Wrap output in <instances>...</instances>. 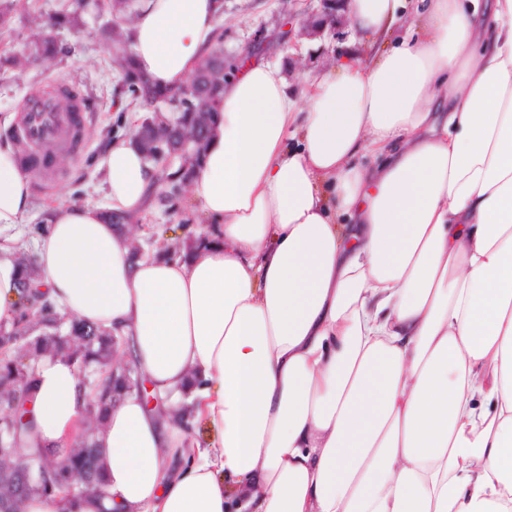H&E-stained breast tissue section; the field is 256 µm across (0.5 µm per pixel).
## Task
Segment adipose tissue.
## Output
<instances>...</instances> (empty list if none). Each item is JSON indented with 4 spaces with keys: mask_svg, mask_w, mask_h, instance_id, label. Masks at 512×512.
<instances>
[{
    "mask_svg": "<svg viewBox=\"0 0 512 512\" xmlns=\"http://www.w3.org/2000/svg\"><path fill=\"white\" fill-rule=\"evenodd\" d=\"M349 0L362 59L298 75L250 58L225 83L189 187L221 234L133 258L116 214L159 178L106 146L107 206L46 207L34 244L55 310L115 336L171 415L105 414L102 492L23 512H512V0ZM222 0H138L132 63L186 86ZM374 158L357 164L360 154ZM31 177L0 141V322L17 314ZM77 364L42 354L23 450L83 433ZM208 431L183 449L175 410Z\"/></svg>",
    "mask_w": 512,
    "mask_h": 512,
    "instance_id": "adipose-tissue-1",
    "label": "adipose tissue"
}]
</instances>
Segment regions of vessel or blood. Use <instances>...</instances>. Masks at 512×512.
Segmentation results:
<instances>
[{
    "mask_svg": "<svg viewBox=\"0 0 512 512\" xmlns=\"http://www.w3.org/2000/svg\"><path fill=\"white\" fill-rule=\"evenodd\" d=\"M85 120L84 110L62 112L42 98L31 99L21 125L27 153L39 158L47 148L70 146L77 124Z\"/></svg>",
    "mask_w": 512,
    "mask_h": 512,
    "instance_id": "vessel-or-blood-1",
    "label": "vessel or blood"
}]
</instances>
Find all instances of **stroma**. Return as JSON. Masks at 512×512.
Instances as JSON below:
<instances>
[{
	"label": "stroma",
	"instance_id": "obj_1",
	"mask_svg": "<svg viewBox=\"0 0 512 512\" xmlns=\"http://www.w3.org/2000/svg\"><path fill=\"white\" fill-rule=\"evenodd\" d=\"M8 29L0 28V59L21 58V66L0 73V116H21L28 99L41 94L47 86L65 82L75 87L84 100L88 118L86 139L77 157L63 154L58 158V174L44 188L33 189L34 208L16 226L15 233L27 238L32 225L41 223L44 207L62 198L75 202L106 205L102 189L101 158L105 143L112 136L129 132L134 116H145V107L129 111L131 97L124 74L113 61L115 49L102 34L105 23L124 26L126 15L111 10V0H11ZM302 0H224V50L239 57L257 51L261 56L280 60L293 70H316L346 56L361 57L363 48L350 25L334 32L310 38L292 34L278 40L277 34L289 13L300 12ZM74 15L77 24L53 30L58 12ZM56 32L68 47L65 55L54 60L33 56L37 42L48 32ZM199 221L183 223L181 215L154 207L134 227L135 239L147 245L150 238L161 237L179 246L195 237Z\"/></svg>",
	"mask_w": 512,
	"mask_h": 512
}]
</instances>
